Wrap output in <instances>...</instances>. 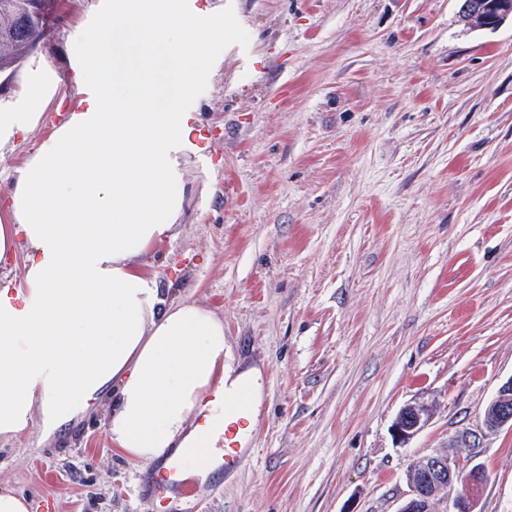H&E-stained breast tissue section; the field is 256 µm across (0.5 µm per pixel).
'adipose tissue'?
I'll return each instance as SVG.
<instances>
[{"label":"adipose tissue","instance_id":"1","mask_svg":"<svg viewBox=\"0 0 512 512\" xmlns=\"http://www.w3.org/2000/svg\"><path fill=\"white\" fill-rule=\"evenodd\" d=\"M224 18L187 0H102L71 48L85 105L42 141L0 196V438L80 420L111 396L107 432L141 465L211 448L233 417L227 396L260 391L259 368L225 365L224 319L162 297L144 268L184 210L181 161L204 154L197 113L182 110ZM51 69L27 71L0 106V145L41 120Z\"/></svg>","mask_w":512,"mask_h":512}]
</instances>
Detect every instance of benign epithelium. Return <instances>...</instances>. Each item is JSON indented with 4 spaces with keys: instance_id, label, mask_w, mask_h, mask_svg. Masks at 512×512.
I'll use <instances>...</instances> for the list:
<instances>
[{
    "instance_id": "benign-epithelium-1",
    "label": "benign epithelium",
    "mask_w": 512,
    "mask_h": 512,
    "mask_svg": "<svg viewBox=\"0 0 512 512\" xmlns=\"http://www.w3.org/2000/svg\"><path fill=\"white\" fill-rule=\"evenodd\" d=\"M460 17L473 28L496 29L512 20V0H460ZM435 415L434 405L410 402L396 415L392 432L406 444L427 428ZM512 429V377L503 382L486 404L480 425L465 428L448 444L416 461L407 471V490L397 512H435V504L452 501L453 512H475L476 493L486 481L484 470L474 465L459 466L456 448H478L486 433L501 428Z\"/></svg>"
}]
</instances>
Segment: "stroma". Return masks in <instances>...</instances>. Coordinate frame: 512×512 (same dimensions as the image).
<instances>
[{"mask_svg":"<svg viewBox=\"0 0 512 512\" xmlns=\"http://www.w3.org/2000/svg\"><path fill=\"white\" fill-rule=\"evenodd\" d=\"M190 2L235 32L183 102L210 146L145 267L262 374L256 455L197 512H396L414 460L512 377V22L471 28L459 0ZM99 5L62 0L31 58L59 87L0 146V192L80 108L67 45ZM412 401L435 415L402 445ZM105 421L1 439L0 484L30 512H163ZM458 456L488 475L476 512H512V431ZM435 415L434 405L427 402H410L396 415L392 432L400 444L409 443L427 428Z\"/></svg>","mask_w":512,"mask_h":512,"instance_id":"obj_1","label":"stroma"}]
</instances>
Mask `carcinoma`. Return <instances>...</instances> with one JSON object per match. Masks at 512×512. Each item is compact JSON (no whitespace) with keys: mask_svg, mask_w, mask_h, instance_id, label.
I'll use <instances>...</instances> for the list:
<instances>
[{"mask_svg":"<svg viewBox=\"0 0 512 512\" xmlns=\"http://www.w3.org/2000/svg\"><path fill=\"white\" fill-rule=\"evenodd\" d=\"M60 0H0V77L14 75L52 31Z\"/></svg>","mask_w":512,"mask_h":512,"instance_id":"carcinoma-1","label":"carcinoma"}]
</instances>
